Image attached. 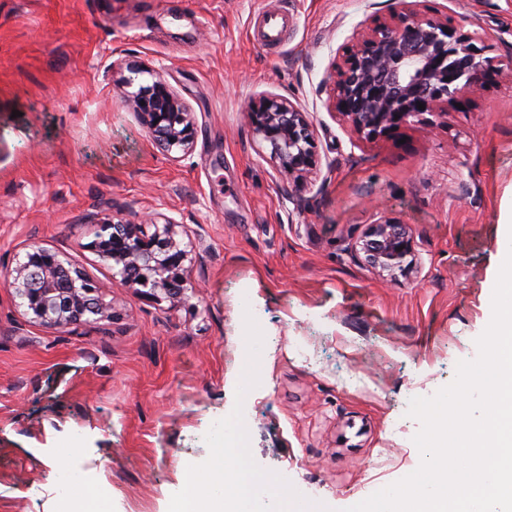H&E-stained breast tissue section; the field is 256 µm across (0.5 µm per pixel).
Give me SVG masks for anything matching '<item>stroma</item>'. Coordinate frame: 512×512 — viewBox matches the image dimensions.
<instances>
[{
    "label": "stroma",
    "mask_w": 512,
    "mask_h": 512,
    "mask_svg": "<svg viewBox=\"0 0 512 512\" xmlns=\"http://www.w3.org/2000/svg\"><path fill=\"white\" fill-rule=\"evenodd\" d=\"M285 5L274 53L252 37ZM399 0H0V512H56V448L112 494L163 512L212 420L242 404L263 469L330 512L420 464L411 398L449 385L492 316L501 214L512 202V80L496 77L428 124L366 141L325 81L353 35ZM485 54L512 56V0H419ZM161 77L193 114L188 155L155 148L125 97ZM280 95L309 112L319 164L297 196L244 113ZM176 226L188 251L177 307L112 282L91 250L112 213ZM410 224L416 267L372 273L354 243L381 217ZM103 283L114 318L31 322L4 284L26 247ZM249 295L264 317L263 381L236 390Z\"/></svg>",
    "instance_id": "1"
}]
</instances>
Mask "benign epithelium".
Masks as SVG:
<instances>
[{"label":"benign epithelium","instance_id":"7a95c632","mask_svg":"<svg viewBox=\"0 0 512 512\" xmlns=\"http://www.w3.org/2000/svg\"><path fill=\"white\" fill-rule=\"evenodd\" d=\"M479 41L477 34L448 24V18L418 11L404 0L400 11L375 19L358 33L335 63L329 76L330 106L366 140L411 121L424 123V115L445 112L458 95L476 90L490 74L505 72L512 79V65L504 69L484 56ZM126 101L160 150L186 155L193 149L192 113L163 78L127 93ZM420 103L425 109L418 108ZM245 117L288 192L297 194L303 178L318 164L309 113L270 94L250 105ZM99 227L92 248L112 270V279L143 288L173 306L187 301L188 252L176 239L173 224L108 217ZM355 251L380 276L404 274L413 266L411 227L396 218L370 224ZM5 285L40 325L66 329L113 317L101 299L105 285L59 252L39 245L28 247Z\"/></svg>","mask_w":512,"mask_h":512}]
</instances>
